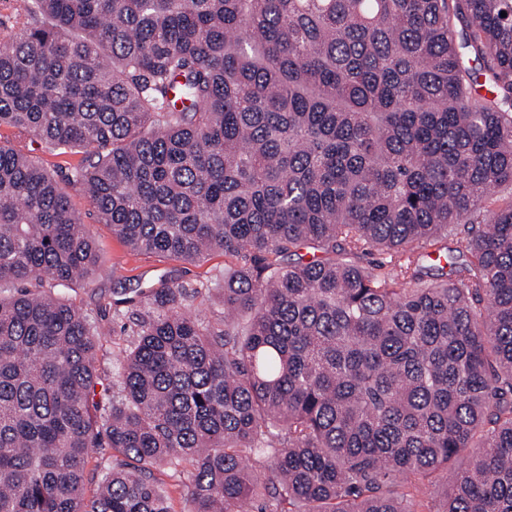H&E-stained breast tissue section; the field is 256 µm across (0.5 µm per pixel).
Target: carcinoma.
<instances>
[{
    "instance_id": "carcinoma-1",
    "label": "carcinoma",
    "mask_w": 512,
    "mask_h": 512,
    "mask_svg": "<svg viewBox=\"0 0 512 512\" xmlns=\"http://www.w3.org/2000/svg\"><path fill=\"white\" fill-rule=\"evenodd\" d=\"M21 2L0 126L91 149L132 249L227 262L218 323L143 294L97 400L58 293L95 243L0 141V512H171L163 464L191 512H405L450 465L437 512H512V0ZM112 455V451L108 448H94L93 451L90 453L88 458V463L86 466V472H87V482H86V489L87 493L91 494L94 492L95 489V480H96V474L98 470L100 469V466L107 460H112L110 456ZM94 476V478H93ZM162 472H164L162 474ZM157 476L164 479L168 484L172 512H187L190 510L188 501V491L192 483V475L189 467H179L175 472L168 466H162L160 471L156 472Z\"/></svg>"
}]
</instances>
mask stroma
<instances>
[{
	"label": "stroma",
	"instance_id": "obj_1",
	"mask_svg": "<svg viewBox=\"0 0 512 512\" xmlns=\"http://www.w3.org/2000/svg\"><path fill=\"white\" fill-rule=\"evenodd\" d=\"M64 189L95 241L102 268L91 283L66 289L65 296L106 329L98 342V369L104 386L112 384L119 351L135 340L132 314L139 307V292L163 280L182 285L193 295L192 311L200 313L207 321H220L223 309L216 283L224 278L223 252L211 253L198 263L162 254L134 252L109 225L98 222L94 208L77 185L68 183ZM118 288L125 289L127 296L126 302L121 304L114 294Z\"/></svg>",
	"mask_w": 512,
	"mask_h": 512
}]
</instances>
